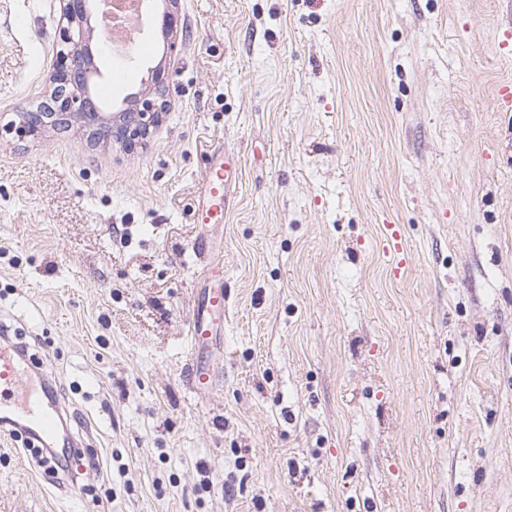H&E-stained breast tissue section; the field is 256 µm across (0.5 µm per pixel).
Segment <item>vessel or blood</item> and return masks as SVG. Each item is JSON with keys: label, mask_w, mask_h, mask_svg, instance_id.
Returning <instances> with one entry per match:
<instances>
[{"label": "vessel or blood", "mask_w": 512, "mask_h": 512, "mask_svg": "<svg viewBox=\"0 0 512 512\" xmlns=\"http://www.w3.org/2000/svg\"><path fill=\"white\" fill-rule=\"evenodd\" d=\"M241 166V157L232 148L212 160L197 203L199 223H223L230 210L232 188ZM383 251L394 272H401L405 259L397 225H386ZM223 322L224 285L218 281L206 283L200 291L189 327L192 354L186 367V381L197 394H206L216 385L217 376L204 354L216 339ZM21 360L15 346L5 341L0 343V427H9L13 435L44 443L57 432L60 408L58 403L50 400L48 393L28 385Z\"/></svg>", "instance_id": "b4317fda"}]
</instances>
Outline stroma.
Here are the masks:
<instances>
[{
	"mask_svg": "<svg viewBox=\"0 0 512 512\" xmlns=\"http://www.w3.org/2000/svg\"><path fill=\"white\" fill-rule=\"evenodd\" d=\"M176 12V50L154 34L109 83L118 101L165 68L129 151L79 123L5 131L50 92L60 6L0 0V330L74 447L48 475L0 435V512H512V0ZM226 147L243 165L210 230L194 207ZM209 267L224 333L198 395ZM383 241L384 254L387 256L395 274H399L405 266L404 248L399 227L395 224L386 225ZM204 280L196 312L189 327L192 354L186 367V381L192 391L203 395L216 386L217 376L205 360L204 353L224 327V280Z\"/></svg>",
	"mask_w": 512,
	"mask_h": 512,
	"instance_id": "35a3bbf8",
	"label": "stroma"
}]
</instances>
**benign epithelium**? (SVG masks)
I'll use <instances>...</instances> for the list:
<instances>
[{"instance_id":"7a95c632","label":"benign epithelium","mask_w":512,"mask_h":512,"mask_svg":"<svg viewBox=\"0 0 512 512\" xmlns=\"http://www.w3.org/2000/svg\"><path fill=\"white\" fill-rule=\"evenodd\" d=\"M94 0H60L59 40L56 67L48 98L36 110L23 112L19 120L10 122L23 137L37 139L49 127L80 122L97 139H109L134 148L144 144L158 127L166 107L164 100L165 70H151L152 86L127 95L120 107L100 102L92 87L95 77H103L91 42L94 28ZM176 0H162L164 18L169 21L165 38L174 49L177 31Z\"/></svg>"}]
</instances>
